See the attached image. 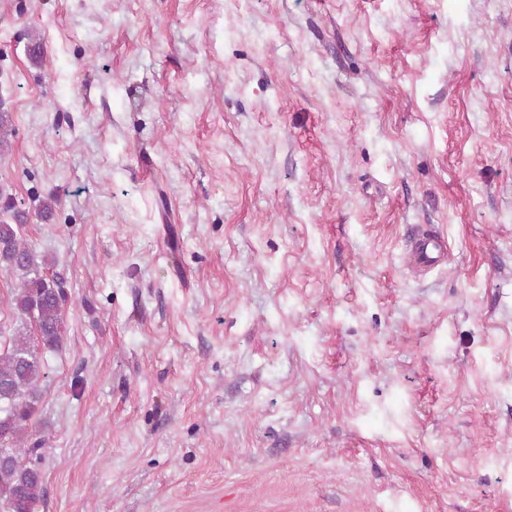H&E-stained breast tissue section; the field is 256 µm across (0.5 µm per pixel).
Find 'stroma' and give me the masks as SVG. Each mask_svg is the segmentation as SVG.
Returning a JSON list of instances; mask_svg holds the SVG:
<instances>
[{
    "instance_id": "stroma-1",
    "label": "stroma",
    "mask_w": 512,
    "mask_h": 512,
    "mask_svg": "<svg viewBox=\"0 0 512 512\" xmlns=\"http://www.w3.org/2000/svg\"><path fill=\"white\" fill-rule=\"evenodd\" d=\"M1 112L35 512H512V0H0ZM4 208L15 224L0 222V270L16 281L11 308L16 326L0 323V512H35L44 498L42 440L36 415L47 374L43 354L63 347L64 283L53 262L24 237L27 214L10 200ZM446 243L440 236H423L413 240L410 264L420 269L434 267L445 254Z\"/></svg>"
}]
</instances>
